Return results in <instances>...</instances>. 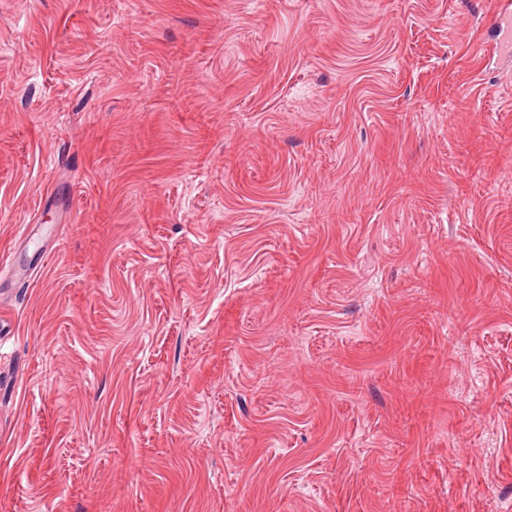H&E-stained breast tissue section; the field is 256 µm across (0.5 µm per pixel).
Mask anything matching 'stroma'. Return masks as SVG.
I'll use <instances>...</instances> for the list:
<instances>
[{
  "label": "stroma",
  "instance_id": "1",
  "mask_svg": "<svg viewBox=\"0 0 512 512\" xmlns=\"http://www.w3.org/2000/svg\"><path fill=\"white\" fill-rule=\"evenodd\" d=\"M498 0H0V512H512ZM49 237L45 239L42 236L39 237L36 224L24 225L19 236L18 248L10 254L7 260L15 279L23 280L28 277V270L20 263V254L23 251L33 250L37 253H42V257L45 260L49 253V248H52L49 244Z\"/></svg>",
  "mask_w": 512,
  "mask_h": 512
}]
</instances>
